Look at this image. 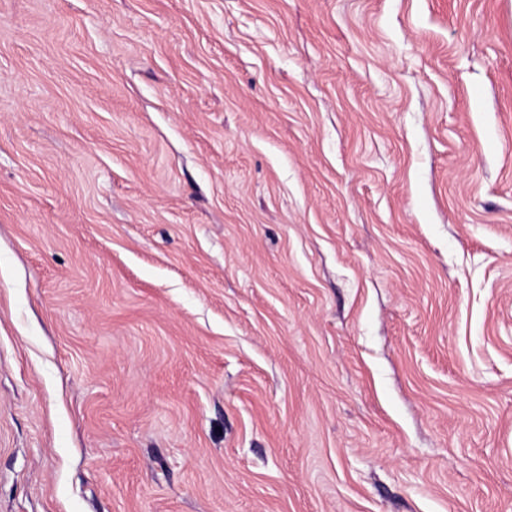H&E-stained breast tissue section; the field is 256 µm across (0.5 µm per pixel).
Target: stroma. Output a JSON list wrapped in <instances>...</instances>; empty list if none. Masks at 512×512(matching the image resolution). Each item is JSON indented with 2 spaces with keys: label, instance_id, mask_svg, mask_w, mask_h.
Instances as JSON below:
<instances>
[{
  "label": "stroma",
  "instance_id": "1",
  "mask_svg": "<svg viewBox=\"0 0 512 512\" xmlns=\"http://www.w3.org/2000/svg\"><path fill=\"white\" fill-rule=\"evenodd\" d=\"M0 512H512V0H0Z\"/></svg>",
  "mask_w": 512,
  "mask_h": 512
}]
</instances>
